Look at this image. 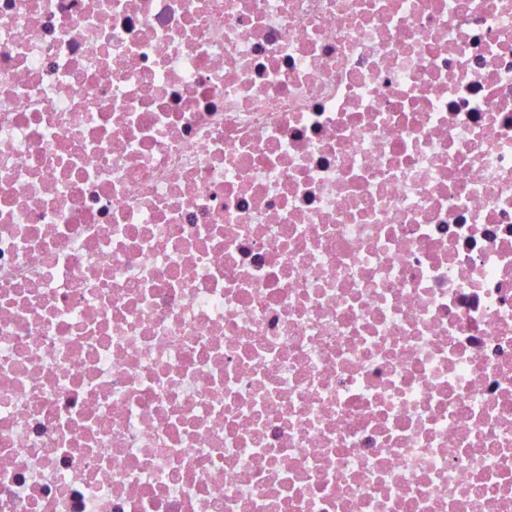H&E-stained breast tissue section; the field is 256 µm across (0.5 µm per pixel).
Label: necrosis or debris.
Instances as JSON below:
<instances>
[{"instance_id": "necrosis-or-debris-1", "label": "necrosis or debris", "mask_w": 512, "mask_h": 512, "mask_svg": "<svg viewBox=\"0 0 512 512\" xmlns=\"http://www.w3.org/2000/svg\"><path fill=\"white\" fill-rule=\"evenodd\" d=\"M0 512H512V0H0Z\"/></svg>"}]
</instances>
